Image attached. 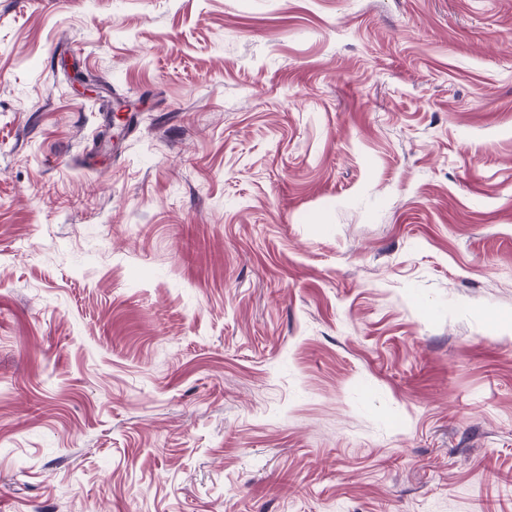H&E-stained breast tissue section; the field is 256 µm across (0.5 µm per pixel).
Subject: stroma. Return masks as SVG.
I'll return each instance as SVG.
<instances>
[{
  "label": "stroma",
  "mask_w": 512,
  "mask_h": 512,
  "mask_svg": "<svg viewBox=\"0 0 512 512\" xmlns=\"http://www.w3.org/2000/svg\"><path fill=\"white\" fill-rule=\"evenodd\" d=\"M0 512H512V0H0Z\"/></svg>",
  "instance_id": "obj_1"
}]
</instances>
